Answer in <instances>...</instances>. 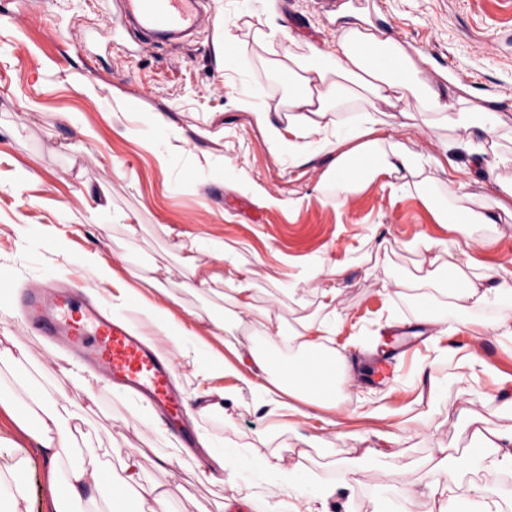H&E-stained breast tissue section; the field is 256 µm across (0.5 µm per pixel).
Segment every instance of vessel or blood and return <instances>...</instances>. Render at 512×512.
Returning <instances> with one entry per match:
<instances>
[{"label": "vessel or blood", "instance_id": "vessel-or-blood-1", "mask_svg": "<svg viewBox=\"0 0 512 512\" xmlns=\"http://www.w3.org/2000/svg\"><path fill=\"white\" fill-rule=\"evenodd\" d=\"M113 28L131 37L177 45L212 25L202 0H117ZM23 322L36 336L49 337L71 356L95 368L113 388L159 411L166 425L190 439L193 421L173 382V363L100 305L78 302L65 282L34 280L17 298Z\"/></svg>", "mask_w": 512, "mask_h": 512}]
</instances>
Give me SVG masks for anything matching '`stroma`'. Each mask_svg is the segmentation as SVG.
<instances>
[{"mask_svg": "<svg viewBox=\"0 0 512 512\" xmlns=\"http://www.w3.org/2000/svg\"><path fill=\"white\" fill-rule=\"evenodd\" d=\"M214 23L178 46L147 45L112 30V0H0V281L24 286L31 279L64 275L110 296L88 270L73 264L80 252L101 249L118 277L140 287L146 271L177 300L185 317L224 321L223 338L242 354L265 353L271 362L298 357L282 339L288 328L328 321L336 326L325 344L338 357V407L310 406L309 417L271 415L257 388L265 376L246 362L244 379L227 375L201 384L179 348L160 341L176 363L175 381L186 397L220 404L221 412L195 418L197 438L224 454V479L199 476L197 448H180L166 432L145 447L142 482L179 488L166 512H221L250 498L282 504L285 489L264 472L242 469L237 457L303 463L310 484H332L331 512H431L430 482L449 485L452 512H471L469 483L483 480L487 458L473 448V429H512V337L475 336L465 328L494 321L499 304L453 314L446 284L466 258L481 267L512 268V197L489 186L463 152H445L451 131L430 130L415 101L403 108L376 101L386 137L403 142L427 164L418 186L378 174L362 190L337 192L325 178L333 156L299 163L275 157L256 119L270 113L287 120L283 46L298 54L331 49L351 26L399 43L422 78L440 96L459 83L473 104L494 102L500 123L496 152L512 156V0H211ZM277 23L283 34L259 41ZM230 32L238 55L221 66L216 42ZM250 98L253 111L238 101ZM164 125H157L156 116ZM29 178L18 183L15 172ZM107 196L106 211L96 197ZM283 199L271 207L267 197ZM484 206L495 223L460 235L439 223L446 207ZM53 224L64 231L58 248L19 228ZM196 238L193 251H177L163 226ZM430 237L433 253L415 247ZM246 271L257 309L252 333L236 329L235 308L222 299L224 283L192 293L183 287L188 265ZM339 265L341 280L325 273ZM336 299L323 307L322 294ZM434 317L428 337L382 386L367 381L365 352L399 323ZM21 350L20 362L0 373L19 401L28 392H52L63 383L62 356L30 335L14 305L0 306V337ZM475 352L474 366H458L451 352ZM89 390L68 396L87 421L97 448L143 447L147 408L88 374ZM29 452L28 512H49L45 472L31 437L0 413V470ZM452 454L456 484L439 460ZM174 455L171 471L153 458ZM413 482L411 500L394 483L395 469Z\"/></svg>", "mask_w": 512, "mask_h": 512, "instance_id": "1", "label": "stroma"}]
</instances>
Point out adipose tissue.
Returning a JSON list of instances; mask_svg holds the SVG:
<instances>
[{"label":"adipose tissue","instance_id":"ef3b65f1","mask_svg":"<svg viewBox=\"0 0 512 512\" xmlns=\"http://www.w3.org/2000/svg\"><path fill=\"white\" fill-rule=\"evenodd\" d=\"M281 56L280 65L292 78L285 103L288 124L278 126L265 112L258 113L257 120L277 155L304 162L317 153L335 154L326 177L338 191L362 188L382 172L405 181L417 177L421 168L403 142L379 136L374 113L360 112L350 121L337 118L341 105L354 97L379 98L393 106L413 98L423 111L435 115L437 127H477L488 134L494 131L493 110L472 105L464 87L440 97L419 78L416 64L398 43L359 28H350L332 50L315 47L310 56L302 57L286 46ZM454 288L459 300L474 305L503 302L492 327L512 335V269L489 268L474 279L461 273ZM139 310L159 335L177 345L185 359L195 362L198 377L237 373V366L223 354H203L195 325L177 318L168 304L144 298ZM302 363L286 367L287 382L274 380L262 386V397L270 410L281 408L282 394L287 390L314 405L330 398L332 385L318 386L307 380L301 372ZM0 411L19 428L29 429L46 467L52 512H72L76 505L82 512H97L95 493L101 489L112 504V512H122L126 504L133 505L135 512H162L170 489L140 482V461L133 452L127 454L122 472L112 473L99 449L84 444L79 417L65 402L34 394L21 409L13 392L0 386ZM475 435L480 454L491 460L487 481L512 470V430L479 429Z\"/></svg>","mask_w":512,"mask_h":512}]
</instances>
